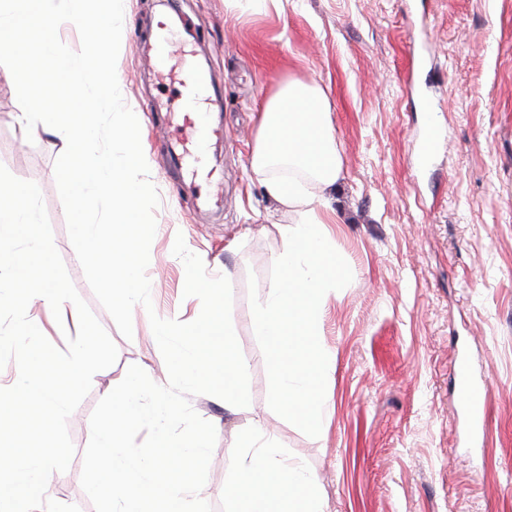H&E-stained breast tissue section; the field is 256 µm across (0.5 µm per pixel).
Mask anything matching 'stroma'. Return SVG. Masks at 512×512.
<instances>
[{
  "instance_id": "obj_1",
  "label": "stroma",
  "mask_w": 512,
  "mask_h": 512,
  "mask_svg": "<svg viewBox=\"0 0 512 512\" xmlns=\"http://www.w3.org/2000/svg\"><path fill=\"white\" fill-rule=\"evenodd\" d=\"M126 7L117 77L143 116L148 179L160 196L147 267L153 307L133 311L132 338L95 297L69 239L54 172L62 142L27 141L17 97L0 86V164L39 186L67 272L118 349L68 420L75 453L50 476L48 497L95 512L80 475L96 404L133 364L167 383L148 315L193 314L197 299L184 296V265L172 253L180 234L208 275L231 282L250 377V404L236 412L211 395L190 398L216 429L200 493L213 512H228L225 482L258 426L314 475L325 512H512V0H287L283 11L242 17L225 0ZM183 13L201 18L183 38L224 90L215 108L224 143L211 149L224 173L218 215L158 146L164 113L153 107L159 92L145 55L157 22ZM288 78L325 90L343 162L330 191L342 221L322 245L337 261L339 290L314 338L335 368L318 389L326 408L315 424L277 406L270 345L252 326V300L276 274L277 227L292 216L251 180L249 157L256 116ZM431 120L448 147L417 170ZM461 357L488 389L489 427L475 447L454 388Z\"/></svg>"
}]
</instances>
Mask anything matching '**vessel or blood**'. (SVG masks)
Instances as JSON below:
<instances>
[{
	"mask_svg": "<svg viewBox=\"0 0 512 512\" xmlns=\"http://www.w3.org/2000/svg\"><path fill=\"white\" fill-rule=\"evenodd\" d=\"M151 59L156 67L167 70L169 85L176 93L178 110L171 115L167 146L179 149L185 161V175L197 190L212 195L222 185L216 168L209 162L212 144L223 141L224 128L213 123L209 114L213 99L207 80L198 68L195 54L186 42L175 40L167 24H160L155 34ZM447 143L442 128L429 124L420 145L421 158L440 153ZM458 398L476 431H486L487 393L469 377L466 364L457 366Z\"/></svg>",
	"mask_w": 512,
	"mask_h": 512,
	"instance_id": "obj_1",
	"label": "vessel or blood"
}]
</instances>
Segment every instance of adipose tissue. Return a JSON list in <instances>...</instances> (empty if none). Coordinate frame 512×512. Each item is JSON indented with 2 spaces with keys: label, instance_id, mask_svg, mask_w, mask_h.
I'll list each match as a JSON object with an SVG mask.
<instances>
[{
  "label": "adipose tissue",
  "instance_id": "adipose-tissue-1",
  "mask_svg": "<svg viewBox=\"0 0 512 512\" xmlns=\"http://www.w3.org/2000/svg\"><path fill=\"white\" fill-rule=\"evenodd\" d=\"M250 177L292 213L279 225L281 249L274 258L278 277L255 297L257 335L276 348L277 404L316 419L325 404L315 392L333 370L331 353L311 343L322 310L336 288L334 262L319 247L339 215L325 192L342 172L330 103L316 84L291 78L277 83L264 101L253 141ZM303 491L300 512H324L316 479L289 462L265 434L247 443L244 459L225 484L232 512H270V500L290 506Z\"/></svg>",
  "mask_w": 512,
  "mask_h": 512
}]
</instances>
